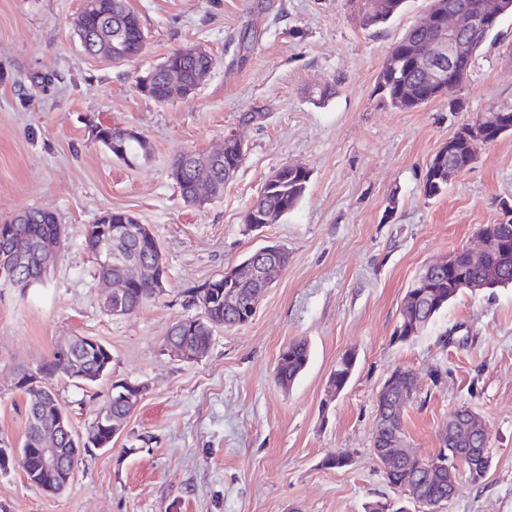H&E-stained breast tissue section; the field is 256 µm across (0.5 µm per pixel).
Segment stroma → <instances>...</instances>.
I'll return each instance as SVG.
<instances>
[{
	"mask_svg": "<svg viewBox=\"0 0 512 512\" xmlns=\"http://www.w3.org/2000/svg\"><path fill=\"white\" fill-rule=\"evenodd\" d=\"M430 3L407 0L368 31L349 0H126L146 45L115 63L82 51L69 24L82 0H0V222L41 208L65 230L43 285L0 291V438L21 443L18 381L69 337L112 352L110 377L96 385L60 371L51 379L75 433L112 381L147 387L111 448L83 454L61 493L32 486L19 464L0 471V512H364L375 500L424 512L404 504L372 453L376 396L400 368L417 376L403 413L414 454L438 453L457 409L488 428L486 477L460 476L437 512H512V287L463 292L419 336L394 338L425 265L474 247L480 225L512 222V133L478 146L441 195L423 194L428 161L458 127L512 103V18L473 64L459 92L464 111L444 99L409 111L379 103L390 46ZM189 45L215 59L204 84L164 104L144 96L138 77ZM106 123L142 134L150 157L116 159L95 138ZM230 131L247 145L236 179L223 197L186 204L169 175L173 155L215 149ZM285 164L309 170L304 197L261 233L247 231L246 211ZM108 210L134 214L161 243L166 291L133 315L107 311L86 248L89 226ZM269 243L290 259L253 319L215 327L200 360L171 356L169 327L202 314L197 290ZM300 338L310 360L285 390L277 356ZM347 352L354 372L331 394ZM339 451L348 465L329 466Z\"/></svg>",
	"mask_w": 512,
	"mask_h": 512,
	"instance_id": "35a3bbf8",
	"label": "stroma"
}]
</instances>
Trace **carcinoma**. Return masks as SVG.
<instances>
[{
	"mask_svg": "<svg viewBox=\"0 0 512 512\" xmlns=\"http://www.w3.org/2000/svg\"><path fill=\"white\" fill-rule=\"evenodd\" d=\"M99 9L88 13L87 25L82 38V49L88 55L96 54V43L100 32L114 33L112 30V2L113 0H94ZM406 0H380L377 8L368 10L357 7L361 27L367 30H378L399 14L405 7ZM130 22L136 26L123 34V42L129 46L137 47L141 44L144 29L139 17L131 14ZM496 27L482 29L474 35V54L460 63V70L470 73L475 58L483 50ZM433 39V32L411 27L404 36L392 44L389 53L397 61L396 67L383 65L376 79V92L380 101L397 110H410L420 107L433 100L431 89L426 86L418 74L415 66L417 55ZM145 95L157 103H166L171 100L170 88L164 73L157 72L147 86ZM476 119L485 121L491 133L499 137L512 132V104H502L476 116ZM472 124L465 123L454 133L457 141V152L453 158H448V146H442L430 159L426 166L423 182V193L428 198L443 193L448 185V163L455 168L463 170L474 161V155L466 151L467 138L471 133ZM101 135L99 142L107 149H112V143L117 142L123 147L125 156H117L127 163H134L150 156L149 144L140 141H123L117 137L116 131L110 126L97 127ZM170 174L181 175L177 181L180 194L184 202L195 204L194 190L198 183H210L216 187V197L224 194V187L231 182L224 174V159L213 152L181 151L177 153L170 163ZM272 180H267L261 187L256 202L249 208L244 217V223L274 224L282 217L293 211L305 195L310 180V171L307 169L294 170L285 165L273 174ZM16 222L14 231L19 243L28 249L38 244L57 239L63 234L62 226L56 215L44 209H30L24 211L20 218H13ZM479 283L492 288L512 285V253L506 255L490 252L483 263L474 264L462 254L458 258V269L450 274L446 270H437L426 265L414 280L412 286L406 291L400 311V326L404 328L398 339L407 341L421 334L448 307V304L464 291V285ZM164 292L157 283L151 279L143 280L137 287L127 291L121 300L122 312L131 315L138 312L148 304L156 301ZM241 295L243 299L250 298V284L228 283L224 276H219L208 282L196 294V299L203 310V316L187 320L189 326L175 336L173 332L182 324L175 322L167 333L165 343L180 349L194 350L207 348L210 345L212 330L220 325L226 328L237 326V316L226 304V296ZM70 350L82 366V377L79 381L96 383L107 376L112 367V353L104 344L97 343V347L86 348L84 337L76 336L56 346L52 358L43 364V380L50 379L58 366L55 365L61 349ZM310 358V347L305 339L290 342L279 353L275 369V378L278 384L287 389L306 368ZM27 394V427L24 439L19 450L5 448L0 445V470L5 469L13 456H18L19 464L26 472L31 484L42 488L46 479L36 474L37 458L28 449L36 447L41 428L54 418L53 405L56 395L53 390L43 384L39 388L22 387ZM417 393L416 381L410 380L406 374L398 375L391 383L387 393L377 398L378 416L376 432L373 437V447L386 448L398 437L404 436L402 412L394 408L396 399L403 397L406 403L414 401ZM103 408L110 411L112 419L125 420L129 417L131 409L112 399V393H107ZM488 445L484 440L475 445L464 434L456 437L443 432L440 434L439 455H449L453 452L461 455L460 466L450 469L444 467L437 471L428 468L429 460L412 456L404 460L393 462L391 469L385 474L390 485L407 483L418 490V499L426 502V508L432 510L443 504L448 494V481L458 477V468L468 473L477 466L482 474L470 478L477 483L485 477L490 468V457L482 453L472 452L473 448L482 449Z\"/></svg>",
	"mask_w": 512,
	"mask_h": 512,
	"instance_id": "obj_1",
	"label": "carcinoma"
}]
</instances>
